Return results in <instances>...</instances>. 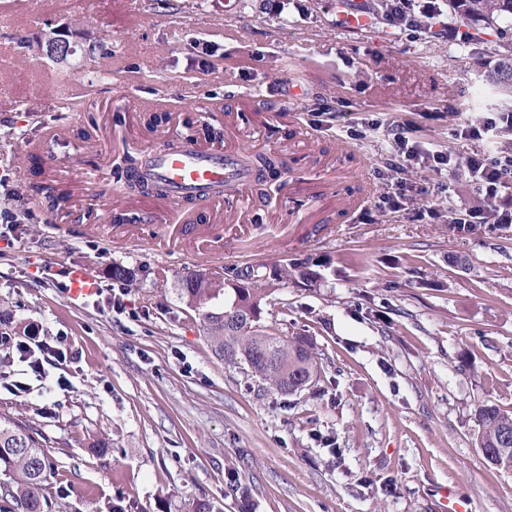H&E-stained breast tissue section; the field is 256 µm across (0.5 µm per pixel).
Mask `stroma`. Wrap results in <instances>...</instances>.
Wrapping results in <instances>:
<instances>
[{"mask_svg":"<svg viewBox=\"0 0 512 512\" xmlns=\"http://www.w3.org/2000/svg\"><path fill=\"white\" fill-rule=\"evenodd\" d=\"M173 2L0 9V225L21 219L0 238V333L71 354L37 375L9 364L0 411L48 440L49 512H194L203 500L224 512H440L448 486L468 512H512V470L486 463L476 418L484 403L512 413V224L449 223V205L479 195L465 168L407 169L400 212L375 177L396 123L433 151H483L451 131L512 111L485 80L512 28L449 16L481 30L471 51L377 19L350 35L336 0ZM56 30L74 48L61 63L46 54ZM105 48L120 77L94 73ZM43 70L81 93H37ZM158 133L170 147L276 154L288 177L168 207L112 166ZM40 181L67 206L21 202ZM296 258L312 279L277 275ZM71 264L101 287L78 308L61 288ZM255 264L273 271L263 324L314 338L321 379L301 394L225 365L201 311L177 297L188 271ZM117 265L128 282L113 279ZM119 287L120 311L107 301Z\"/></svg>","mask_w":512,"mask_h":512,"instance_id":"stroma-1","label":"stroma"}]
</instances>
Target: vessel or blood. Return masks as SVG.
Returning a JSON list of instances; mask_svg holds the SVG:
<instances>
[{
	"mask_svg": "<svg viewBox=\"0 0 512 512\" xmlns=\"http://www.w3.org/2000/svg\"><path fill=\"white\" fill-rule=\"evenodd\" d=\"M147 156L141 176L147 181L163 183L167 188L165 201L169 204L199 194L220 198L242 189L250 179L235 149L213 153L188 141L172 151L155 142L148 146ZM64 278L65 296L70 305L82 304L99 292V281L89 267L69 266Z\"/></svg>",
	"mask_w": 512,
	"mask_h": 512,
	"instance_id": "1",
	"label": "vessel or blood"
}]
</instances>
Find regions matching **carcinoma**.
I'll return each mask as SVG.
<instances>
[{"label":"carcinoma","mask_w":512,"mask_h":512,"mask_svg":"<svg viewBox=\"0 0 512 512\" xmlns=\"http://www.w3.org/2000/svg\"><path fill=\"white\" fill-rule=\"evenodd\" d=\"M456 14L482 19L491 30L512 25V0H448ZM492 84L512 88V53L504 54L493 73ZM33 196L42 193L52 206L63 208L68 196L51 186H29ZM263 267L228 269L224 278L199 276L180 279L177 297L191 307L204 309L221 303L219 312L204 313L208 340L215 354L230 364L247 366L252 376L280 393L295 394L306 389L319 374L316 347L312 336H281L264 329V289L242 287L256 283ZM480 426L478 447L485 460L498 468L512 469V443H503L504 433H512V414L494 404L477 408ZM508 449H503V446ZM51 474L48 452L38 430L28 422L0 414V509L3 512H49L46 483Z\"/></svg>","instance_id":"1"}]
</instances>
